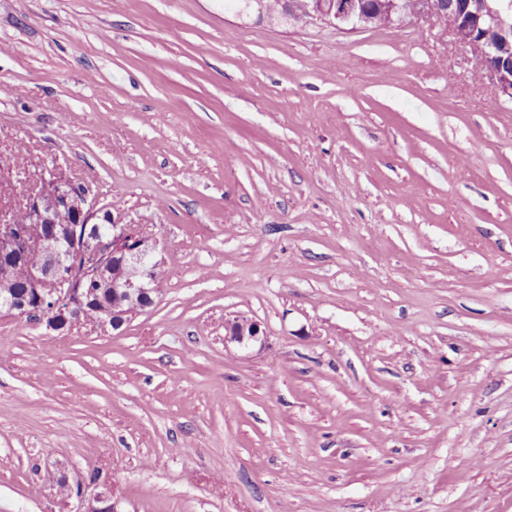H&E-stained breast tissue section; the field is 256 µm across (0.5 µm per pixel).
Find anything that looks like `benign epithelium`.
<instances>
[{
    "mask_svg": "<svg viewBox=\"0 0 512 512\" xmlns=\"http://www.w3.org/2000/svg\"><path fill=\"white\" fill-rule=\"evenodd\" d=\"M452 6L454 18L446 25L433 21V0H415L411 12L406 0H284L283 13L295 22L316 20L346 30L367 28L380 18L394 25L410 13L470 52L493 94L511 101L512 0H453ZM86 202V189L53 175L23 205L25 223L36 225L37 233L12 231L13 217L0 212L1 313L30 315L54 331L75 322L105 327L123 316L124 306H140L144 296L158 291L152 276L156 244L121 217L100 214ZM22 238L43 255V264L30 270L27 293L19 297L8 284ZM94 283L112 288V303L92 320L86 311ZM224 330V343L241 347L263 336L257 322L243 318L225 323ZM119 507L120 498L109 489L89 497L84 512H120Z\"/></svg>",
    "mask_w": 512,
    "mask_h": 512,
    "instance_id": "1",
    "label": "benign epithelium"
}]
</instances>
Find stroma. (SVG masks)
Masks as SVG:
<instances>
[{
	"instance_id": "35a3bbf8",
	"label": "stroma",
	"mask_w": 512,
	"mask_h": 512,
	"mask_svg": "<svg viewBox=\"0 0 512 512\" xmlns=\"http://www.w3.org/2000/svg\"><path fill=\"white\" fill-rule=\"evenodd\" d=\"M54 173L165 277L116 329L0 315V512H512V102L469 52L0 0V205ZM224 330L226 331L225 343H234L241 347H247L253 342L260 341L261 336L264 335L257 322L243 318L228 321L224 325ZM120 498L112 489L100 491L86 500L83 512H121Z\"/></svg>"
}]
</instances>
